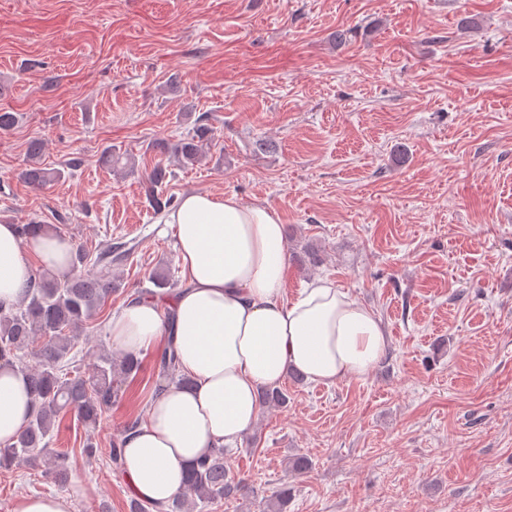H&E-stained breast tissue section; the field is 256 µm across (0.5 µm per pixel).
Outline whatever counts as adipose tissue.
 <instances>
[{
    "mask_svg": "<svg viewBox=\"0 0 512 512\" xmlns=\"http://www.w3.org/2000/svg\"><path fill=\"white\" fill-rule=\"evenodd\" d=\"M164 222L174 231L185 284L134 297L109 320L112 342L127 351L174 343L193 384L166 385L148 420L125 437L131 492L167 512L184 489V470L212 449H233L258 419V392L289 371L335 384L365 376L384 356L381 319L328 280L295 298L285 292L286 243L275 210L233 195L184 194ZM58 276L71 270V245L48 234L21 242L0 223V304L23 297L30 256ZM32 402L17 369L0 368V445L27 424Z\"/></svg>",
    "mask_w": 512,
    "mask_h": 512,
    "instance_id": "obj_1",
    "label": "adipose tissue"
}]
</instances>
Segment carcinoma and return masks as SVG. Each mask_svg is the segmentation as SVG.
Masks as SVG:
<instances>
[{"instance_id":"carcinoma-1","label":"carcinoma","mask_w":512,"mask_h":512,"mask_svg":"<svg viewBox=\"0 0 512 512\" xmlns=\"http://www.w3.org/2000/svg\"><path fill=\"white\" fill-rule=\"evenodd\" d=\"M212 134L211 127L199 125L175 143L157 141L148 150L157 156L168 154L183 167L195 166L205 158ZM43 148L40 140L28 142L25 167L19 173L20 179L35 190L64 176L60 169L42 166ZM101 163L112 169L135 168L128 155L110 149ZM167 178V167L161 162L147 174L149 196L159 213L170 206L158 193ZM110 254L111 250H105L93 261L89 252L77 247L71 275L60 279L47 270L40 271L17 303L8 307L0 304V366L16 367L24 375L33 406L31 418L15 442L0 446L1 469L25 463L41 467L44 476L63 482L68 455L52 448L62 420L72 413L85 427H95L105 410L123 395L127 381L141 370L142 361L134 353L114 358L100 352L87 369L72 356L88 326L118 291L110 263L106 262ZM154 369L158 393L169 382L192 386V380L180 374L171 346L157 355ZM259 400L265 406H281L288 403V391L267 388L260 392ZM242 490V483L229 478L224 468V449L215 448L189 464L185 490L172 500L169 512H192L199 502L211 504L234 498Z\"/></svg>"}]
</instances>
